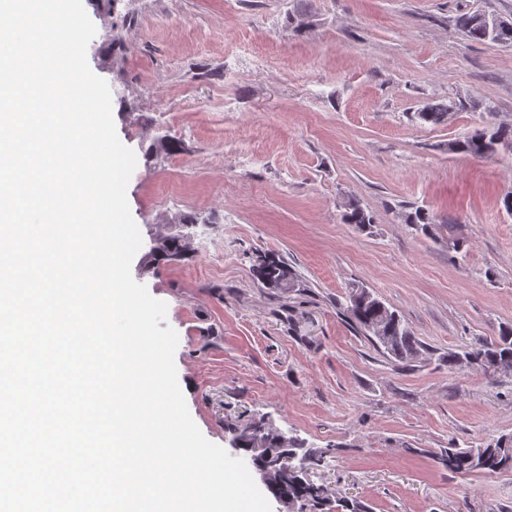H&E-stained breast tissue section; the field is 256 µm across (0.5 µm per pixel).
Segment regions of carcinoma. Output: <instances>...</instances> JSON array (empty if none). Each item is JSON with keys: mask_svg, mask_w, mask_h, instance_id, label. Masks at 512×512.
<instances>
[{"mask_svg": "<svg viewBox=\"0 0 512 512\" xmlns=\"http://www.w3.org/2000/svg\"><path fill=\"white\" fill-rule=\"evenodd\" d=\"M475 9L460 15L456 26L466 37L476 42H486V32L476 15ZM457 108L451 99H438L426 103L415 113V118L425 124L440 126L448 122V111ZM512 144V125L488 121L456 139L457 153L483 157L493 155L495 144ZM342 218L346 224L365 227L372 224V216L355 199H348L343 206ZM408 223L423 234H430L434 221L422 210L408 216ZM256 279L271 288H300L299 280L287 262L275 254L257 258L253 265ZM344 317L348 325L366 338L378 351L400 369H407L419 360L422 344L405 320L390 310L384 302L354 301L344 308ZM512 361V328L502 330L494 340H481L467 346L459 352L448 353V365L467 367L473 364L493 365L498 362ZM439 463L451 472L467 474L471 472L496 473L512 470V439L506 444L497 441L485 443L476 448H459L451 445L440 452ZM281 496L288 499V507L298 508L299 512H324L330 493H321L312 486L304 474L280 480L277 483Z\"/></svg>", "mask_w": 512, "mask_h": 512, "instance_id": "obj_1", "label": "carcinoma"}]
</instances>
